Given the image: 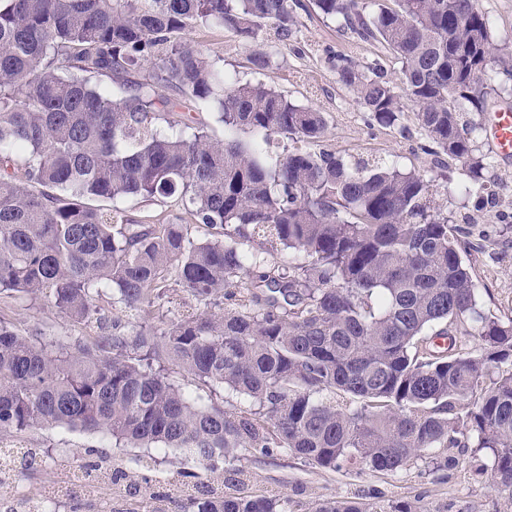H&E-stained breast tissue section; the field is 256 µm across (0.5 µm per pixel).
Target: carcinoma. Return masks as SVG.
I'll use <instances>...</instances> for the list:
<instances>
[{
  "mask_svg": "<svg viewBox=\"0 0 512 512\" xmlns=\"http://www.w3.org/2000/svg\"><path fill=\"white\" fill-rule=\"evenodd\" d=\"M358 43L401 63L336 53V81L385 125L411 106L439 153L483 188L475 155L488 86L512 76L480 0H313ZM296 25L289 0H0V296H44L87 330L52 346L0 318V441L32 429L101 432L181 452L211 472L252 449L316 468L397 472L491 453L512 502V318L476 286L432 179L305 144L323 113L243 81L191 44ZM106 77L110 90L91 82ZM178 93L172 99L161 93ZM214 110L224 138L179 112ZM177 197L194 224H140L99 200ZM288 251L286 263L267 256ZM114 317L99 304L106 292ZM196 307L151 325L146 307ZM473 324L478 348L454 332ZM249 405L196 403L163 364ZM152 494L142 510L167 512ZM181 512H290L239 470ZM310 512H366L347 498Z\"/></svg>",
  "mask_w": 512,
  "mask_h": 512,
  "instance_id": "obj_1",
  "label": "carcinoma"
}]
</instances>
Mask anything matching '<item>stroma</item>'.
Listing matches in <instances>:
<instances>
[{"instance_id": "stroma-1", "label": "stroma", "mask_w": 512, "mask_h": 512, "mask_svg": "<svg viewBox=\"0 0 512 512\" xmlns=\"http://www.w3.org/2000/svg\"><path fill=\"white\" fill-rule=\"evenodd\" d=\"M297 24L287 41L259 39L244 42L220 27L198 28L190 32L192 43L219 59L225 72L247 79L251 76L249 57L268 51L274 63L262 76L267 84L299 104L323 112L327 130L315 142L318 150H330L344 158H382L399 166L437 178L434 143L422 129L412 109H405L393 125L368 119L350 94L336 81L329 58L344 52L365 62L380 61L388 79H397L400 63L388 50L375 44L354 45L339 31L334 21L317 13L312 0H290ZM512 107V78L494 83L485 111L472 113L481 130L476 140L478 156L486 164L484 187L464 192L470 178L459 162L449 164L455 188L439 195L448 207V217L460 227L461 255L477 288L482 314L512 317V159L499 158L487 129L489 112ZM132 218L143 224H186L190 218L176 198H156L127 202ZM0 316L11 320L25 335L45 342H72L80 336V326L54 308L46 298L24 302H0ZM14 448H33L42 458L40 468L13 472L9 484L28 498L81 473L90 455H107L122 468L129 480H152L157 490H169L178 481L180 469L197 475L201 484L211 475L198 463L185 460L169 449L117 448L105 437L64 428L34 430L14 440ZM462 465L451 471H435L418 463L396 473L371 470L329 471L312 467L281 453L272 457L252 450L243 451V467L252 490L260 495L287 497L300 508L329 498H353L364 503L367 512H388L399 501L416 502L422 512H512V503L492 489L486 471L485 453L469 448L455 451Z\"/></svg>"}]
</instances>
